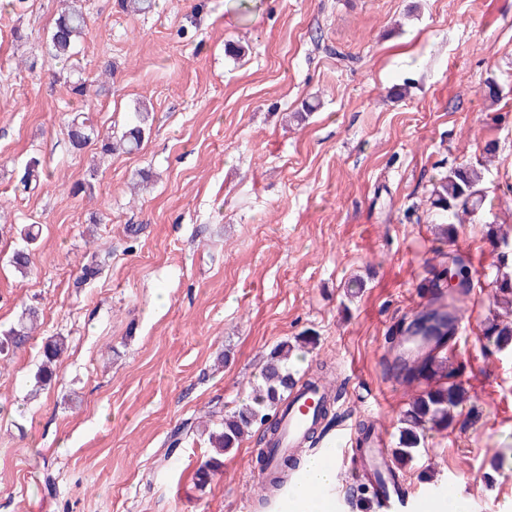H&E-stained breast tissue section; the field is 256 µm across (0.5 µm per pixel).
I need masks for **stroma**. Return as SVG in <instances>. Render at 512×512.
I'll return each mask as SVG.
<instances>
[{
  "mask_svg": "<svg viewBox=\"0 0 512 512\" xmlns=\"http://www.w3.org/2000/svg\"><path fill=\"white\" fill-rule=\"evenodd\" d=\"M60 4L0 0V334L39 310L0 358V512H267L260 430L199 488L211 448L197 425L246 400L299 336L315 343L293 372L326 367L337 394L316 452L362 424L396 442L423 387L387 374L386 338L453 256L473 268L447 353L469 399L401 479L432 505L451 485L468 512H512V349L483 338L492 234L512 233V0H156L144 16L86 0L57 82L44 41ZM77 80L90 97L72 95ZM142 102L154 121L138 151L70 147L71 113L105 133ZM459 163L481 170L486 201L450 242L430 195ZM50 336L67 348L40 388ZM369 494L337 471L336 512H375ZM37 311L30 308L25 316V323H22L19 329H12L7 334L0 337V356L7 357L10 351L21 347L29 339V331H31L34 323L37 321Z\"/></svg>",
  "mask_w": 512,
  "mask_h": 512,
  "instance_id": "1",
  "label": "stroma"
}]
</instances>
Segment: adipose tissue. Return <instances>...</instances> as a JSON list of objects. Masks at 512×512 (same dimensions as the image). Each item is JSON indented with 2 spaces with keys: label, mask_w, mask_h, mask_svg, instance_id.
I'll list each match as a JSON object with an SVG mask.
<instances>
[{
  "label": "adipose tissue",
  "mask_w": 512,
  "mask_h": 512,
  "mask_svg": "<svg viewBox=\"0 0 512 512\" xmlns=\"http://www.w3.org/2000/svg\"><path fill=\"white\" fill-rule=\"evenodd\" d=\"M298 483L289 485L277 501L274 512H332L327 501L320 497L322 487L335 483L336 471L323 457L305 458Z\"/></svg>",
  "instance_id": "ef3b65f1"
}]
</instances>
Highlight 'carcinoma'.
<instances>
[{
    "instance_id": "carcinoma-1",
    "label": "carcinoma",
    "mask_w": 512,
    "mask_h": 512,
    "mask_svg": "<svg viewBox=\"0 0 512 512\" xmlns=\"http://www.w3.org/2000/svg\"><path fill=\"white\" fill-rule=\"evenodd\" d=\"M122 10L135 15H145L155 8V0H119ZM88 13L83 0H67L64 11L58 14L46 37V51L49 58L65 64L75 55V48L87 27ZM151 127V113L143 105L135 108L128 120V125L119 135L113 136L112 149L132 152L139 149L147 130ZM68 135L72 146L83 148L99 137V131L92 120L76 114L69 125ZM482 173L472 165L460 164L448 169L433 188V207L435 220L442 233L453 240L455 225L463 223V216L476 209L482 202L480 184ZM496 288L497 305L512 307V272L497 271L493 280ZM432 302L410 319L399 323L398 335L391 337V342L414 336L417 339L433 341L438 346L447 343L453 335L457 314L451 303L444 301L437 280L429 281ZM37 311L29 309L25 323L10 330L0 337V356H8L10 351L21 347L29 339ZM484 339L499 349L512 345V325L500 322L492 313L486 317ZM63 338H51L42 347V360L38 368L37 379L48 383L55 377L54 367L65 350ZM292 346L281 343L270 355L262 372V384L257 386L250 400L233 410L225 412L219 427L209 433V443L213 455L202 464L195 473L196 486L203 487L208 482L211 471L223 464L224 454L238 447L244 436L252 432L257 425L263 427L260 442L271 444L275 434L276 423L270 418L277 415L288 398V394L298 384L313 386L324 378V369L307 375L304 380L295 378L288 368ZM391 370L398 379L404 381H430L448 375L447 357L428 352L417 360L397 357ZM466 400V391L457 384H439L426 391L404 412L399 428L397 446L392 450L395 466H402L414 458L425 434L431 429L446 428L453 419L455 410ZM300 464V458L292 455L281 459L279 476L273 480L276 489H281L288 482L289 475Z\"/></svg>"
}]
</instances>
